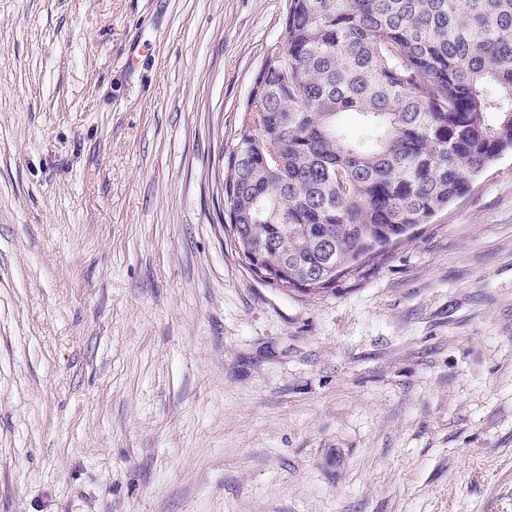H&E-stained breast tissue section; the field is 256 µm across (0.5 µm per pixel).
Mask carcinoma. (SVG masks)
<instances>
[{
  "mask_svg": "<svg viewBox=\"0 0 512 512\" xmlns=\"http://www.w3.org/2000/svg\"><path fill=\"white\" fill-rule=\"evenodd\" d=\"M224 163L226 243L285 291L359 277L512 150V0H287Z\"/></svg>",
  "mask_w": 512,
  "mask_h": 512,
  "instance_id": "obj_1",
  "label": "carcinoma"
}]
</instances>
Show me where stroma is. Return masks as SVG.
Returning a JSON list of instances; mask_svg holds the SVG:
<instances>
[{"label":"stroma","mask_w":512,"mask_h":512,"mask_svg":"<svg viewBox=\"0 0 512 512\" xmlns=\"http://www.w3.org/2000/svg\"><path fill=\"white\" fill-rule=\"evenodd\" d=\"M287 0H0V512H512V152L287 292L224 155Z\"/></svg>","instance_id":"35a3bbf8"}]
</instances>
